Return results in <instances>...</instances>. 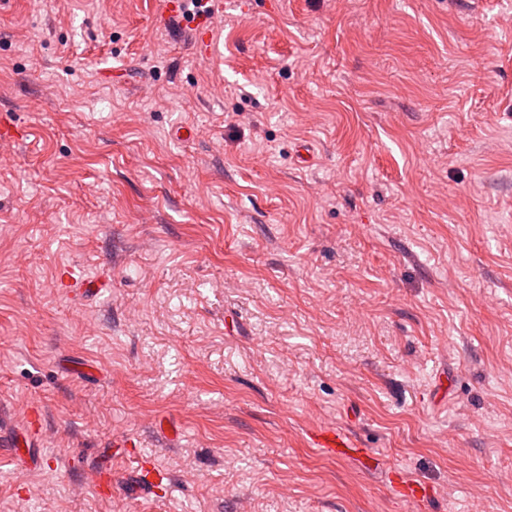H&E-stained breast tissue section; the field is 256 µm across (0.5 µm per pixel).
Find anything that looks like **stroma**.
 <instances>
[{
	"label": "stroma",
	"instance_id": "1",
	"mask_svg": "<svg viewBox=\"0 0 512 512\" xmlns=\"http://www.w3.org/2000/svg\"><path fill=\"white\" fill-rule=\"evenodd\" d=\"M162 4L0 0V512H512V0ZM188 0H165L164 12L168 19L180 30L191 29L194 35V47L196 51L203 55L210 54L212 50L211 36L209 28L211 25L212 14L209 16H192L188 19L182 5ZM312 448H320L322 453L337 459H357L364 462L367 457L365 448H361L356 440L336 425L319 426L310 434ZM132 478L137 487L149 493H156V489H161L165 485L163 481L166 480V473L155 468L151 459L147 456H142L138 461L136 470L132 473Z\"/></svg>",
	"mask_w": 512,
	"mask_h": 512
}]
</instances>
